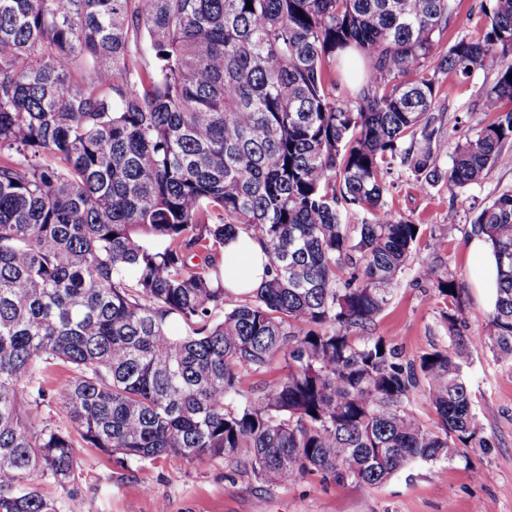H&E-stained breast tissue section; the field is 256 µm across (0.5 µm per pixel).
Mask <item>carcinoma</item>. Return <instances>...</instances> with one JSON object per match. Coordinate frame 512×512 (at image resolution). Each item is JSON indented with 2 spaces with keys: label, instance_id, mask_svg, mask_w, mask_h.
I'll use <instances>...</instances> for the list:
<instances>
[{
  "label": "carcinoma",
  "instance_id": "1",
  "mask_svg": "<svg viewBox=\"0 0 512 512\" xmlns=\"http://www.w3.org/2000/svg\"><path fill=\"white\" fill-rule=\"evenodd\" d=\"M455 8L0 0V512H57L76 434L123 462L224 458L269 485H381L486 447L463 282L425 271L452 303V349L405 363L368 335L417 240L385 207L386 175L451 191L512 158V0L443 49ZM348 50L365 69L352 90L325 78ZM488 66L478 107L495 118L442 167L439 75ZM471 230L499 268L487 347L512 364V190ZM241 233L269 277L233 304L221 255ZM280 357L276 383L242 390V368ZM56 366L73 375L48 388L38 375ZM51 399L70 425L32 414Z\"/></svg>",
  "mask_w": 512,
  "mask_h": 512
}]
</instances>
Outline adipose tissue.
<instances>
[{"mask_svg":"<svg viewBox=\"0 0 512 512\" xmlns=\"http://www.w3.org/2000/svg\"><path fill=\"white\" fill-rule=\"evenodd\" d=\"M468 248L478 259L471 278L480 288L487 303L496 298L497 265L488 243L481 237H472ZM268 257L261 244L247 235H239L224 246L222 264L224 287L233 294H243L262 286Z\"/></svg>","mask_w":512,"mask_h":512,"instance_id":"ef3b65f1","label":"adipose tissue"}]
</instances>
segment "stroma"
Instances as JSON below:
<instances>
[{"instance_id": "35a3bbf8", "label": "stroma", "mask_w": 512, "mask_h": 512, "mask_svg": "<svg viewBox=\"0 0 512 512\" xmlns=\"http://www.w3.org/2000/svg\"><path fill=\"white\" fill-rule=\"evenodd\" d=\"M481 3L456 0L443 45L463 36L482 37ZM493 78L488 69L467 79L441 76L434 117L447 146L492 121V114L473 111L472 106ZM387 184V208L419 224L420 235L416 254L371 333L394 338L409 358L450 346L441 317L446 302L435 281L423 276L422 266L431 264L438 275L466 282L460 334L472 356L463 370L486 447L470 449V462L422 466L379 486H339L316 479L267 485L222 459L196 464L167 457L125 463L83 447L77 485L74 491L58 492V512H512V365L499 361L485 345L490 307L469 282L477 259L467 247L473 213L512 188V165L496 166L480 183L454 191L444 184L420 189L398 167Z\"/></svg>"}]
</instances>
